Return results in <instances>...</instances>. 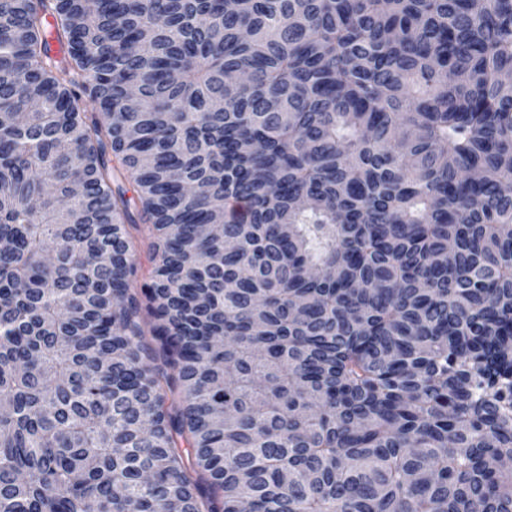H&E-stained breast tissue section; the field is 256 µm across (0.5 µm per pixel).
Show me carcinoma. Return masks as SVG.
<instances>
[{"instance_id": "1", "label": "carcinoma", "mask_w": 512, "mask_h": 512, "mask_svg": "<svg viewBox=\"0 0 512 512\" xmlns=\"http://www.w3.org/2000/svg\"><path fill=\"white\" fill-rule=\"evenodd\" d=\"M510 74L512 0H0V512H512ZM123 185H124L125 189H127V197L131 198L132 201L136 203V205H134V203L132 202L131 210L134 213V215L136 216V218L138 219L139 216H138V207H137V199H138V193L136 191L137 188L135 187L134 184L129 183V182H124ZM138 223L139 224H126V230L129 233L130 237H132V239H133L135 249L137 251V256H138L139 262L141 263V266H142V271L146 272L147 269L150 267V263L148 261V254H149V244H150L151 239H148L146 236V234H147L146 225L140 223L139 219H138Z\"/></svg>"}]
</instances>
